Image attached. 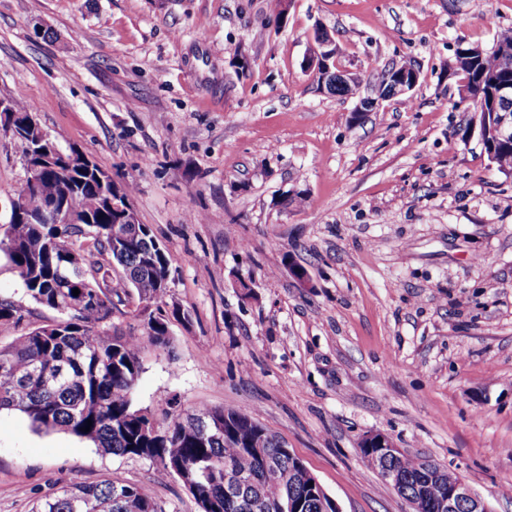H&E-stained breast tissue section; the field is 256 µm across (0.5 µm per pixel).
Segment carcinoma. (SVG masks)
<instances>
[{
	"label": "carcinoma",
	"instance_id": "1",
	"mask_svg": "<svg viewBox=\"0 0 512 512\" xmlns=\"http://www.w3.org/2000/svg\"><path fill=\"white\" fill-rule=\"evenodd\" d=\"M455 72L473 104L478 123L495 121L489 77L512 82V58L485 51ZM490 162L498 172L512 174V141L490 146ZM75 223L8 225L0 239L4 254L37 304L64 319L16 336L0 347V410L25 415L38 430L64 431L97 444L117 456L156 462L175 474L201 512H282L291 499H303L301 512H321L297 476L296 456L276 433L251 413L196 406L170 415L159 425L134 408V392L142 373L141 353L170 347L168 321L151 316L139 335L112 331L113 308L136 298L142 312L167 294L169 258L141 224L138 233L119 248L112 247V227L119 213L94 174L75 172ZM50 200L58 184L43 174L29 186ZM79 289V295L72 293ZM23 320L16 305L0 299V331ZM92 421L85 432L87 421ZM406 498H425L427 512L445 485L425 480L421 456L407 454L396 462ZM248 478L226 490L224 471ZM36 512H164L141 487L104 479L73 483L39 502Z\"/></svg>",
	"mask_w": 512,
	"mask_h": 512
}]
</instances>
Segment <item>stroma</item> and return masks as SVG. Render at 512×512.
<instances>
[{
    "label": "stroma",
    "mask_w": 512,
    "mask_h": 512,
    "mask_svg": "<svg viewBox=\"0 0 512 512\" xmlns=\"http://www.w3.org/2000/svg\"><path fill=\"white\" fill-rule=\"evenodd\" d=\"M318 26L363 95L409 60L416 88L353 122L306 67ZM509 28L512 0H0V97L115 183L137 173L169 256L171 349L143 352L137 409L253 412L341 512H411L359 452L372 431L512 512V176L450 67ZM26 178L0 136V231ZM0 299L24 331L60 318L1 254ZM105 478L199 512L155 462L0 411V512ZM490 162L496 167L498 172L508 175L512 174V140L502 143L496 142L495 145L489 146L487 141H481ZM494 152L491 157L489 152Z\"/></svg>",
    "instance_id": "35a3bbf8"
}]
</instances>
